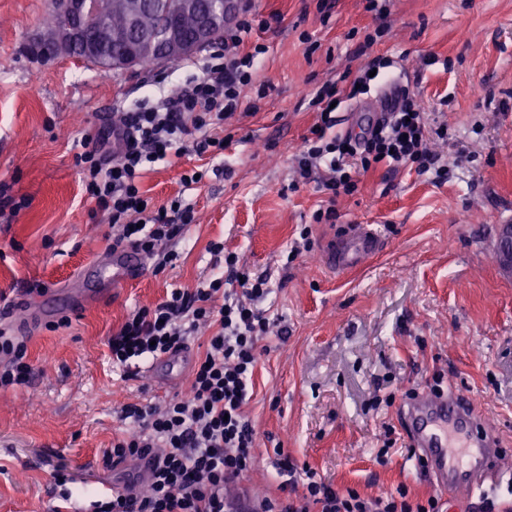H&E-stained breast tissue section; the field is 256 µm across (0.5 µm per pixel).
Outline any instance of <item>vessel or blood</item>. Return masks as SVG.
I'll return each instance as SVG.
<instances>
[{
	"instance_id": "vessel-or-blood-1",
	"label": "vessel or blood",
	"mask_w": 512,
	"mask_h": 512,
	"mask_svg": "<svg viewBox=\"0 0 512 512\" xmlns=\"http://www.w3.org/2000/svg\"><path fill=\"white\" fill-rule=\"evenodd\" d=\"M384 244L385 237L375 225L348 224L322 257L330 271L349 272L373 259ZM141 272L135 254L114 255L106 288L89 294L77 290L67 301L51 294L45 305L52 311L71 313L93 307L110 289L136 279ZM193 361L192 348L184 347L154 359L147 370L157 386L172 388L185 382ZM397 415L419 470L448 496L482 489L512 469V458L504 456L501 437L487 423L481 407L454 390H416Z\"/></svg>"
}]
</instances>
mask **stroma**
Instances as JSON below:
<instances>
[{"label":"stroma","instance_id":"obj_1","mask_svg":"<svg viewBox=\"0 0 512 512\" xmlns=\"http://www.w3.org/2000/svg\"><path fill=\"white\" fill-rule=\"evenodd\" d=\"M319 2L250 0L279 16L252 35L268 48L256 80L269 96L258 112L225 122L233 137L225 157L171 156L141 182L154 204L180 197L198 213L177 262L159 274L144 269L52 330L13 311L16 293L35 282L71 287L108 252L112 233L106 214L88 215L74 163L83 136L117 109L169 94L204 53L112 71L45 60L30 46L49 0H0V182L30 200L0 223V322L26 343L33 369L28 385L0 389V512H48L57 495L127 476L128 467L101 462L128 427L123 406L174 393L144 374L124 376L107 340L134 308L216 277L212 242L271 285L258 308L272 330L245 407L263 450L245 479L256 495L280 493L278 446L339 488L375 496L403 486L426 500L434 487L407 451L396 411L411 390L435 382L476 399L512 449V274L493 258L497 226L512 224V0H389L380 20L363 0H332L328 11ZM380 25L384 36L364 45ZM379 57L390 67L337 109V131L357 126L367 103L400 80L432 125L448 127L447 139L429 144L446 181L383 162L334 200L316 184L293 185L294 156L317 121L313 92ZM196 167L207 177L183 186ZM320 208L335 209L334 223L314 222ZM346 224L377 225L387 246L359 270L334 274L319 252ZM306 227L312 249L290 256ZM87 456L100 461L89 481L78 472ZM60 470L74 483L57 484Z\"/></svg>","mask_w":512,"mask_h":512}]
</instances>
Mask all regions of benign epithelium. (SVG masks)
I'll use <instances>...</instances> for the list:
<instances>
[{
	"instance_id": "benign-epithelium-1",
	"label": "benign epithelium",
	"mask_w": 512,
	"mask_h": 512,
	"mask_svg": "<svg viewBox=\"0 0 512 512\" xmlns=\"http://www.w3.org/2000/svg\"><path fill=\"white\" fill-rule=\"evenodd\" d=\"M240 8V0H207L200 6L196 0H182L178 9L193 12L196 25L190 39H184L177 26L165 27L147 32L141 45L160 49L158 62L169 63L188 56L211 42L219 29L229 25ZM50 9L56 19L51 28L52 45L57 56H68L76 43H83L84 56L87 58L104 57L110 53L114 43L125 45L122 64L131 66L136 61L138 47L130 34L139 28V10L132 7L129 12L126 29L107 34L109 41H89L85 34L98 29L104 12V0H50ZM499 265L512 270V224H503L499 228L496 243Z\"/></svg>"
}]
</instances>
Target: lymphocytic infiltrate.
I'll list each match as a JSON object with an SVG mask.
<instances>
[{
  "label": "lymphocytic infiltrate",
  "mask_w": 512,
  "mask_h": 512,
  "mask_svg": "<svg viewBox=\"0 0 512 512\" xmlns=\"http://www.w3.org/2000/svg\"><path fill=\"white\" fill-rule=\"evenodd\" d=\"M268 27L267 20L243 7L199 72L170 95L143 99L86 136L75 163L92 204L90 216H108L112 250L142 253L158 274L177 260L167 244L197 223V213L179 199L152 205L140 180L170 155H223L230 139L219 130L240 111L257 57L266 51L259 43L248 52L242 46L254 30ZM337 92L336 84L328 83L315 94L321 111L296 155L299 182L316 183L334 199L355 192L360 174L387 160L443 178L427 143L431 136H447L448 129L430 126L414 94L403 95L384 128L336 135L331 105ZM209 251L222 266L219 277L196 288L171 289L155 305L134 309L107 341L113 364L130 369L184 347L200 327L210 330L186 394L162 405L125 406L121 417L135 429L113 438L103 452L105 463L112 465L154 453L146 491L137 495L129 483L113 484L111 494L90 499L89 512H226L225 488L244 479L259 457L244 407L270 327L254 303L269 294L270 286L266 278L249 275L223 243H210ZM31 375L24 343L1 328L0 389L26 385ZM276 467L281 494L264 497L261 512H439L436 498L414 502L403 488L376 497L339 489L287 454Z\"/></svg>",
  "instance_id": "1"
}]
</instances>
